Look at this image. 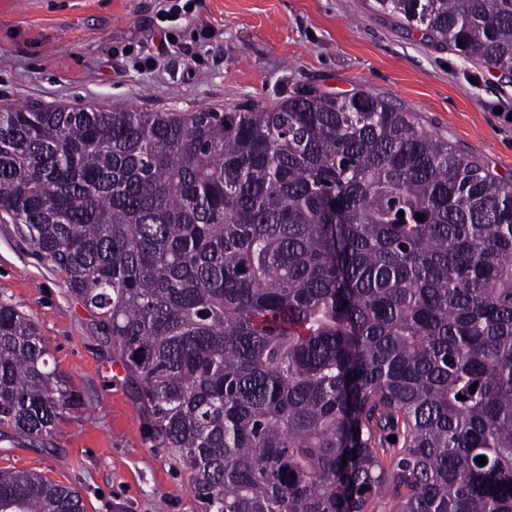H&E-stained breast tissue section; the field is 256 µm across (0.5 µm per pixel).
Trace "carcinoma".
<instances>
[{
    "mask_svg": "<svg viewBox=\"0 0 512 512\" xmlns=\"http://www.w3.org/2000/svg\"><path fill=\"white\" fill-rule=\"evenodd\" d=\"M375 5L512 75V0ZM0 220L95 314L204 512H512V180L409 113L313 87L0 108ZM76 411L0 303V440ZM0 512L86 509L1 470Z\"/></svg>",
    "mask_w": 512,
    "mask_h": 512,
    "instance_id": "cac0c4a2",
    "label": "carcinoma"
}]
</instances>
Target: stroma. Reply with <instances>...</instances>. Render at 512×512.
<instances>
[{
  "label": "stroma",
  "mask_w": 512,
  "mask_h": 512,
  "mask_svg": "<svg viewBox=\"0 0 512 512\" xmlns=\"http://www.w3.org/2000/svg\"><path fill=\"white\" fill-rule=\"evenodd\" d=\"M156 0H0V107L221 112L301 87L388 99L492 174L512 176V78L374 0H193L176 45L139 68ZM208 27L211 38L196 34ZM0 301L35 323L82 409L40 446L0 442V470L79 490L87 512H202L189 472L154 448L95 315L0 222Z\"/></svg>",
  "instance_id": "stroma-1"
}]
</instances>
